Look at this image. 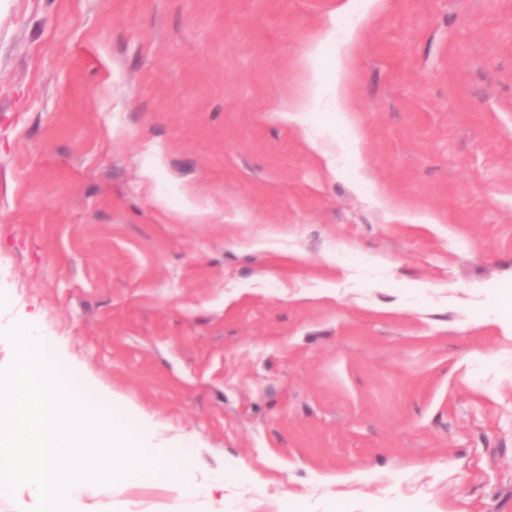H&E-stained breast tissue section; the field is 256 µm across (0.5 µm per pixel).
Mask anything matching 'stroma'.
I'll return each instance as SVG.
<instances>
[{"label": "stroma", "mask_w": 512, "mask_h": 512, "mask_svg": "<svg viewBox=\"0 0 512 512\" xmlns=\"http://www.w3.org/2000/svg\"><path fill=\"white\" fill-rule=\"evenodd\" d=\"M331 20L349 106L301 131ZM507 290L512 0H0V364L60 337L228 474L197 512H512ZM126 500L178 507L87 509Z\"/></svg>", "instance_id": "1"}]
</instances>
